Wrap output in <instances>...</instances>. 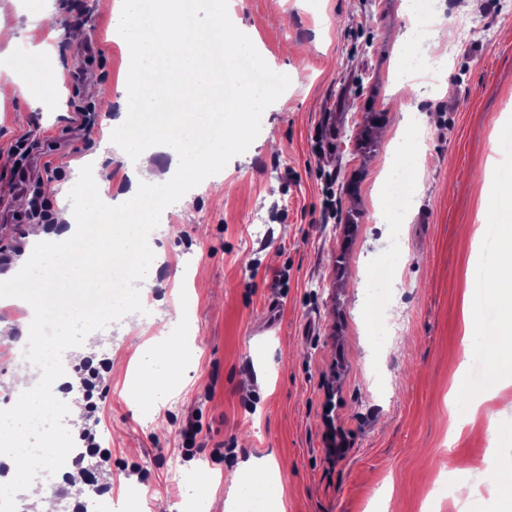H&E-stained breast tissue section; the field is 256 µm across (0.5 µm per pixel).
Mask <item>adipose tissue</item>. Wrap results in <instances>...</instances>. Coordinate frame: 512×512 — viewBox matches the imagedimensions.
<instances>
[{
	"instance_id": "adipose-tissue-1",
	"label": "adipose tissue",
	"mask_w": 512,
	"mask_h": 512,
	"mask_svg": "<svg viewBox=\"0 0 512 512\" xmlns=\"http://www.w3.org/2000/svg\"><path fill=\"white\" fill-rule=\"evenodd\" d=\"M112 35L134 50L130 80L113 97L100 99L102 111L111 113L113 136L105 148L110 157L128 158L132 167L123 194L122 209L112 206V167L98 164L94 170L92 197L83 202L62 201V221L57 233L47 234L32 226L31 250L20 266L27 273L39 275L44 288L31 297L23 293L8 295V303L25 309L21 333L29 339L39 336L43 322L54 323L60 330L56 348H66L67 323L81 320L92 323L109 316L104 307L80 306L65 297L52 273L53 254L66 247V256L77 275H88L111 262L126 260L129 280L143 277L150 260L136 256L127 260V246L143 223V200H151L153 218H161L170 196L192 185L200 170H222L224 145L247 137L249 113L224 97L223 86H210V67L224 55L244 50L236 21L229 16L224 0H162L159 7L143 12L140 0H115L112 6ZM223 116L222 143L206 155L202 166H194L184 136L198 126L203 112ZM170 158L166 173H158L155 156ZM96 217L99 245L94 252L71 249L81 230L80 214ZM496 262L487 280L485 295L500 308L501 334L496 339L495 356L512 365V232L502 234L496 244ZM45 369L32 367L14 385V412L19 419L46 417L57 394L49 389ZM0 439L15 450L6 461L9 480H25V490L39 500L41 512H51L52 494L45 487L27 482L30 460L22 453L25 431L17 426H1Z\"/></svg>"
}]
</instances>
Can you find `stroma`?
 Here are the masks:
<instances>
[{
    "instance_id": "obj_1",
    "label": "stroma",
    "mask_w": 512,
    "mask_h": 512,
    "mask_svg": "<svg viewBox=\"0 0 512 512\" xmlns=\"http://www.w3.org/2000/svg\"><path fill=\"white\" fill-rule=\"evenodd\" d=\"M58 18L39 42L57 56L36 60L56 74L60 95H40L0 45V249L23 254L29 227L15 200L42 187L53 204L72 198L79 168L98 160L110 135L101 97L117 94L131 63L112 38L102 0H49ZM240 34L262 57L263 82L280 87L257 112L247 139L224 150V190L199 176L175 199L165 231L153 235V278L145 335L120 315L94 323L100 342L71 357L64 397L39 446L80 425L106 428L112 460L97 483L127 499V512H184V489L205 490L207 512H224L244 462L279 463L288 512H512L507 483L477 472L512 450V369L486 355L485 314L465 332L464 298L480 279L512 209L490 215L486 196L512 184V14L480 0V29L445 41L446 75L420 89L394 85L412 45L404 0H228ZM84 31L70 46L69 24ZM405 139L408 218L378 219L375 202L390 134ZM32 153L17 170L12 146ZM394 280L377 283L384 264ZM380 285L402 321L399 341L377 336L365 315ZM24 312L0 306V379L28 359L13 347ZM181 335L179 373L142 399L130 371H158ZM107 362L94 412L77 401L88 367ZM338 385L335 420L348 435L341 458L326 454L325 389ZM199 447L184 457L187 419ZM472 469L457 472L458 459Z\"/></svg>"
}]
</instances>
